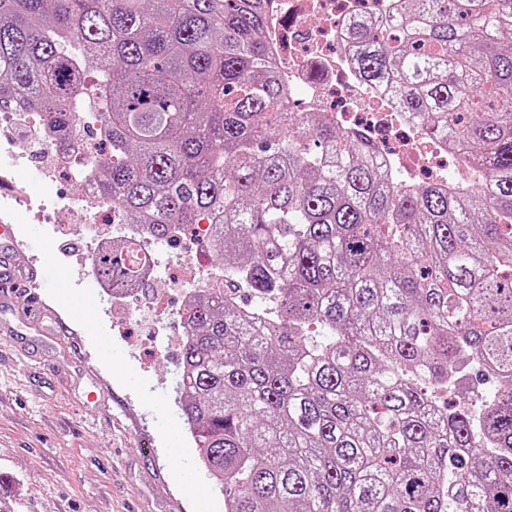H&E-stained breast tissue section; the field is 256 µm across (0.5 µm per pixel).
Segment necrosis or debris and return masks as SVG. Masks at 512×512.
Instances as JSON below:
<instances>
[{"mask_svg": "<svg viewBox=\"0 0 512 512\" xmlns=\"http://www.w3.org/2000/svg\"><path fill=\"white\" fill-rule=\"evenodd\" d=\"M396 5L397 0H266L268 59L286 84L298 116L321 113L342 131L369 140L387 166L399 173L403 186L432 180L445 186L461 183L467 150H452L447 142L422 135L389 92L363 80L351 61L349 23L361 17L388 19ZM96 124L95 113H72L70 144L62 149L44 113L31 111L18 98L0 104V185L7 183L12 163L23 157L17 128L26 126L46 185L64 174L81 182L77 199L56 196L51 207L66 234H73L78 224L91 227L93 256L110 248L117 224L111 196L89 173L95 143L88 131ZM125 299L120 334L138 326L151 336L182 335L176 314L162 318L150 313L135 289Z\"/></svg>", "mask_w": 512, "mask_h": 512, "instance_id": "1", "label": "necrosis or debris"}]
</instances>
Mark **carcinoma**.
Masks as SVG:
<instances>
[{
  "label": "carcinoma",
  "instance_id": "1",
  "mask_svg": "<svg viewBox=\"0 0 512 512\" xmlns=\"http://www.w3.org/2000/svg\"><path fill=\"white\" fill-rule=\"evenodd\" d=\"M264 2L0 0V87L64 148L95 66L117 211L157 242L211 224L224 287L182 310L176 387L224 512H512V0L350 30L364 80L468 147L474 189H404L299 120ZM132 264L114 244L94 269L120 291Z\"/></svg>",
  "mask_w": 512,
  "mask_h": 512
}]
</instances>
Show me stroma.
Instances as JSON below:
<instances>
[{"mask_svg":"<svg viewBox=\"0 0 512 512\" xmlns=\"http://www.w3.org/2000/svg\"><path fill=\"white\" fill-rule=\"evenodd\" d=\"M16 275L60 272L32 307L0 297V493L20 512H223L174 403L179 345L123 336L122 305L75 235L44 221L15 227Z\"/></svg>","mask_w":512,"mask_h":512,"instance_id":"obj_1","label":"stroma"}]
</instances>
